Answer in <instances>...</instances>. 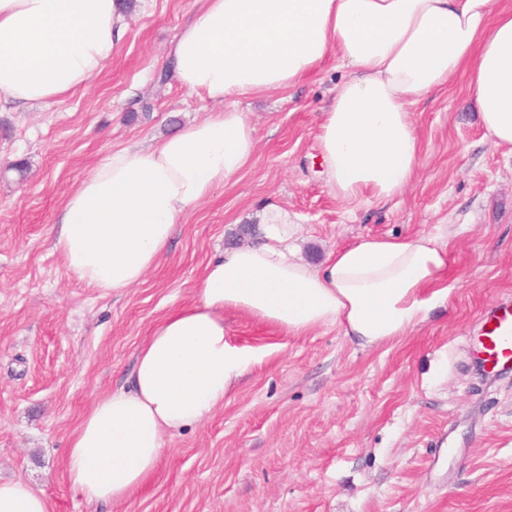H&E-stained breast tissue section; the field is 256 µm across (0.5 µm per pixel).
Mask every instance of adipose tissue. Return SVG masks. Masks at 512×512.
<instances>
[{
  "instance_id": "obj_1",
  "label": "adipose tissue",
  "mask_w": 512,
  "mask_h": 512,
  "mask_svg": "<svg viewBox=\"0 0 512 512\" xmlns=\"http://www.w3.org/2000/svg\"><path fill=\"white\" fill-rule=\"evenodd\" d=\"M168 57L212 114L154 145L112 151L64 197L53 248L67 273L107 291L141 281L185 214L238 180L256 134L237 103L312 76L328 55L349 75L323 112L325 181L350 204L412 183L421 143L410 109L465 77L484 137L512 153V7L500 0H199ZM122 0H0V105L34 108L87 88L128 27ZM287 211L260 242L212 259L197 300L141 346L126 386L97 399L66 471L90 502H121L154 474L166 434L207 419L260 356L230 345L224 313L289 336L335 326L363 347L407 334L448 301L452 235L364 236L318 266L298 259ZM0 512H49L26 482H0Z\"/></svg>"
}]
</instances>
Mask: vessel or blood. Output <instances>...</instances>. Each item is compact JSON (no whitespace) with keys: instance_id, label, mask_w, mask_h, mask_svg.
I'll list each match as a JSON object with an SVG mask.
<instances>
[{"instance_id":"obj_1","label":"vessel or blood","mask_w":512,"mask_h":512,"mask_svg":"<svg viewBox=\"0 0 512 512\" xmlns=\"http://www.w3.org/2000/svg\"><path fill=\"white\" fill-rule=\"evenodd\" d=\"M477 360L490 371L512 368V300L484 309L479 318Z\"/></svg>"}]
</instances>
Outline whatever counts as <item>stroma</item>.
<instances>
[{
	"instance_id": "1",
	"label": "stroma",
	"mask_w": 512,
	"mask_h": 512,
	"mask_svg": "<svg viewBox=\"0 0 512 512\" xmlns=\"http://www.w3.org/2000/svg\"><path fill=\"white\" fill-rule=\"evenodd\" d=\"M194 8L139 0L89 87L0 112V480L28 482L50 512H512V370L487 374L474 361L480 311L512 298V154L484 141L464 79L411 109L421 140L411 186L353 206L322 173L318 124L348 75L328 57L288 90L241 102L254 156L185 215L139 284L109 292L65 271L53 249L64 195L110 152L212 111L165 63ZM16 161L25 178L11 171ZM270 203L298 224L299 255L315 266L366 234L413 238L449 225L447 307L367 349L335 327L287 336L225 311L230 345L274 353L209 418L166 435L155 473L130 499L86 501L65 470L83 416L125 384L161 319L196 301L208 262L261 237Z\"/></svg>"
}]
</instances>
